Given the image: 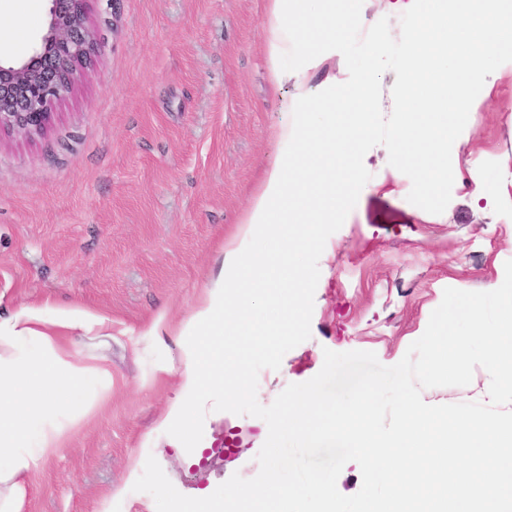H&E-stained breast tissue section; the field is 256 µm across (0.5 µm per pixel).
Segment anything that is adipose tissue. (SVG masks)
Returning a JSON list of instances; mask_svg holds the SVG:
<instances>
[{
    "label": "adipose tissue",
    "mask_w": 512,
    "mask_h": 512,
    "mask_svg": "<svg viewBox=\"0 0 512 512\" xmlns=\"http://www.w3.org/2000/svg\"><path fill=\"white\" fill-rule=\"evenodd\" d=\"M386 7L415 21L405 33L401 92L409 105L391 138L392 161L417 167L437 203L441 185L460 176L442 148L448 138L465 136L460 105L470 102L475 87H493L494 61L512 58V0H387ZM362 29L370 34L372 57H384L382 17H366L353 0H267V66L275 86L293 88L280 102L293 120L273 130L280 154L243 222L247 235L273 236L274 246L226 249L192 310L178 323L160 317L151 326V335L165 327L183 345L181 395L158 421L174 428L175 447L188 446L201 406L244 394L249 359L274 350L297 324L305 279L288 260L291 228L301 226L302 238L313 240L318 225L335 217L373 134L378 97L371 70L340 86L316 87L310 78L339 39ZM256 300L279 303L280 321L255 319L248 305ZM111 328L110 317L77 305L46 302L0 315V456L9 461L0 468V484L9 490L0 512H21L29 475L59 447L67 411L86 410L89 382L112 383L110 369L79 366L60 336ZM228 329L237 334L229 343Z\"/></svg>",
    "instance_id": "adipose-tissue-1"
}]
</instances>
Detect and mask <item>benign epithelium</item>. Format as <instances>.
<instances>
[{
	"label": "benign epithelium",
	"instance_id": "1",
	"mask_svg": "<svg viewBox=\"0 0 512 512\" xmlns=\"http://www.w3.org/2000/svg\"><path fill=\"white\" fill-rule=\"evenodd\" d=\"M39 52L27 60L0 63V130L43 134L56 105L71 95L93 62L98 31L87 0H51Z\"/></svg>",
	"mask_w": 512,
	"mask_h": 512
}]
</instances>
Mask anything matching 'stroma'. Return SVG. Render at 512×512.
I'll list each match as a JSON object with an SVG mask.
<instances>
[{"instance_id":"35a3bbf8","label":"stroma","mask_w":512,"mask_h":512,"mask_svg":"<svg viewBox=\"0 0 512 512\" xmlns=\"http://www.w3.org/2000/svg\"><path fill=\"white\" fill-rule=\"evenodd\" d=\"M0 61L41 44L50 0H8ZM266 0H89L99 31L93 65L55 109L45 135L0 132V313L52 301L112 318L111 336L71 332L65 344L85 366L112 371L93 387L59 448L29 478L22 512H156L133 491V460L155 457L184 495L212 494L237 474L257 475L268 427L249 415L208 412L200 456L173 447L156 426L178 390L177 337L147 335L159 313L187 315L221 246L263 250L242 219L279 155L271 131L283 90L269 77L262 25ZM512 62H499L491 93L476 90L465 115L468 143L449 147L481 186L453 185L443 213L411 204L410 179L371 148V174L355 208L319 259L311 336L258 376L270 405L287 385L311 379L325 350L375 352L398 363L424 333L443 291L502 284L512 260ZM489 373L465 387L423 390L436 404L480 402Z\"/></svg>"}]
</instances>
